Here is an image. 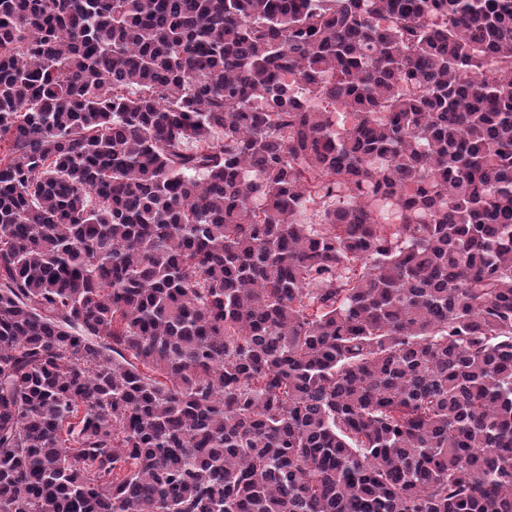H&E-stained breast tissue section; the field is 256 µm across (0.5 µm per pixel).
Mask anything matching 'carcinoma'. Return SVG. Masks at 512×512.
<instances>
[{
  "label": "carcinoma",
  "mask_w": 512,
  "mask_h": 512,
  "mask_svg": "<svg viewBox=\"0 0 512 512\" xmlns=\"http://www.w3.org/2000/svg\"><path fill=\"white\" fill-rule=\"evenodd\" d=\"M0 512H512V0H0Z\"/></svg>",
  "instance_id": "obj_1"
}]
</instances>
